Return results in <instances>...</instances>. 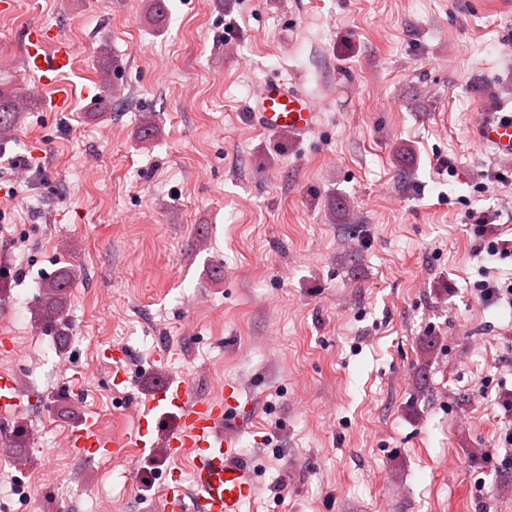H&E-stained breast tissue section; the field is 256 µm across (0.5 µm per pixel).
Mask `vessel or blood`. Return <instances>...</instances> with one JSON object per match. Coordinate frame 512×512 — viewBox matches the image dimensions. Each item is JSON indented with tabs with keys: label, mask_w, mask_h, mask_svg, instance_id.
Masks as SVG:
<instances>
[{
	"label": "vessel or blood",
	"mask_w": 512,
	"mask_h": 512,
	"mask_svg": "<svg viewBox=\"0 0 512 512\" xmlns=\"http://www.w3.org/2000/svg\"><path fill=\"white\" fill-rule=\"evenodd\" d=\"M74 60V48L62 35L39 24L25 34L24 64L37 75L40 85L57 86ZM254 123L267 132L288 130L302 135L315 123L313 100L296 85L281 78H269L252 108ZM480 144L496 155L512 157V113L483 112L472 122ZM23 392L14 374L0 373V416L8 417L21 409ZM154 406L177 410L179 427L167 442L172 459H188L191 486H183L178 475L167 483L166 512H245L256 493L253 470L236 451V436L226 427L235 423V388L225 383L215 398L194 395L188 382L161 383L154 394ZM139 439L107 438L93 420H85L70 434L69 450L88 457L101 454L123 455L130 446H144L149 434L147 413L138 415Z\"/></svg>",
	"instance_id": "b4317fda"
}]
</instances>
